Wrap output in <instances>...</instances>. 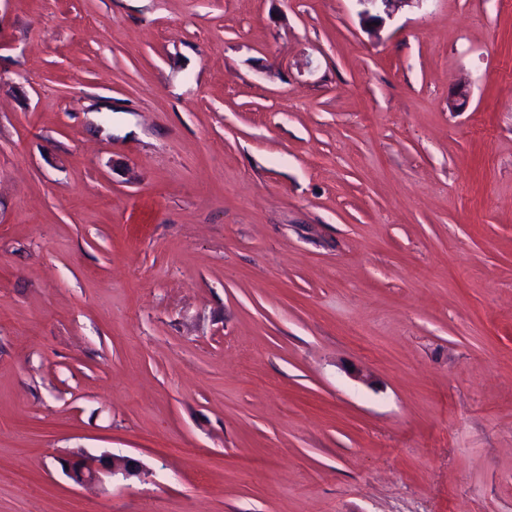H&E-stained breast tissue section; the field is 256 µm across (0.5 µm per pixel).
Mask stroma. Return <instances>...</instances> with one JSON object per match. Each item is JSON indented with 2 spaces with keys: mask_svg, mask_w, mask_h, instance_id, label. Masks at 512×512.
<instances>
[{
  "mask_svg": "<svg viewBox=\"0 0 512 512\" xmlns=\"http://www.w3.org/2000/svg\"><path fill=\"white\" fill-rule=\"evenodd\" d=\"M360 11L0 0V512H512V0Z\"/></svg>",
  "mask_w": 512,
  "mask_h": 512,
  "instance_id": "obj_1",
  "label": "stroma"
}]
</instances>
